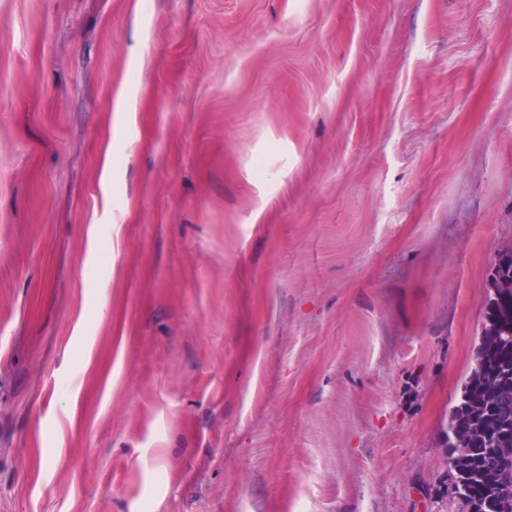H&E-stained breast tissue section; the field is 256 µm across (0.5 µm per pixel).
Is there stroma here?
<instances>
[{"label": "stroma", "mask_w": 512, "mask_h": 512, "mask_svg": "<svg viewBox=\"0 0 512 512\" xmlns=\"http://www.w3.org/2000/svg\"><path fill=\"white\" fill-rule=\"evenodd\" d=\"M512 248V0H0V512H460Z\"/></svg>", "instance_id": "35a3bbf8"}]
</instances>
